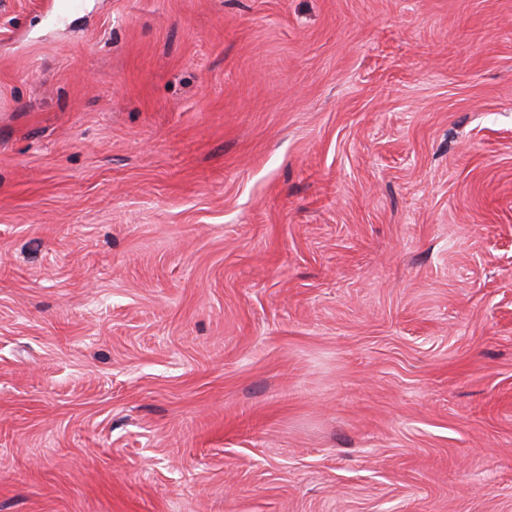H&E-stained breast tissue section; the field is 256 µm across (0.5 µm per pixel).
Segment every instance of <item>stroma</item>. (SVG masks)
Here are the masks:
<instances>
[{"label":"stroma","mask_w":512,"mask_h":512,"mask_svg":"<svg viewBox=\"0 0 512 512\" xmlns=\"http://www.w3.org/2000/svg\"><path fill=\"white\" fill-rule=\"evenodd\" d=\"M0 512H512V0H0Z\"/></svg>","instance_id":"obj_1"}]
</instances>
